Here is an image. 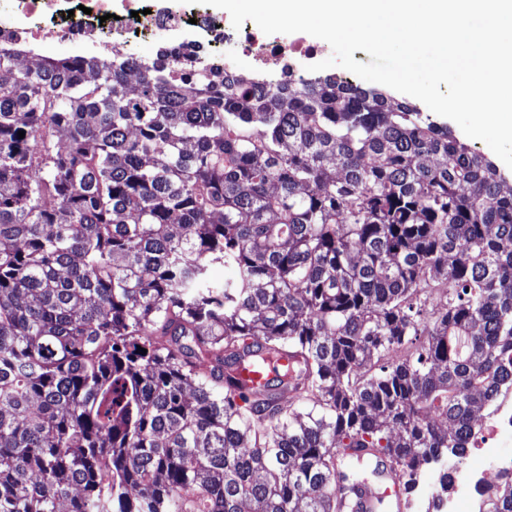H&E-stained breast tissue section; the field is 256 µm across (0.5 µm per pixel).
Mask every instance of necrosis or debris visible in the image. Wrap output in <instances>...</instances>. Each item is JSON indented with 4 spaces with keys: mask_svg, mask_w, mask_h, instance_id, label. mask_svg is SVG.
<instances>
[{
    "mask_svg": "<svg viewBox=\"0 0 512 512\" xmlns=\"http://www.w3.org/2000/svg\"><path fill=\"white\" fill-rule=\"evenodd\" d=\"M121 2L122 28L142 32H167L187 26L185 11L162 12L153 0H17L15 23L0 26V47L32 52L34 47L53 40L87 41L96 44L100 54L124 52L125 41L104 35L100 18L110 13L114 2ZM197 26L207 34L198 44L160 42L154 55L170 66H178L223 43H233L241 53L264 61L284 58L298 60L320 54L321 48L297 39L283 45L267 39L257 28L233 27L230 20H217L208 13L196 16ZM512 440V389L501 391L473 430L469 453L449 458L453 488L448 493V512H459L461 505L475 502L478 487L512 479V455L502 452L504 439Z\"/></svg>",
    "mask_w": 512,
    "mask_h": 512,
    "instance_id": "necrosis-or-debris-1",
    "label": "necrosis or debris"
}]
</instances>
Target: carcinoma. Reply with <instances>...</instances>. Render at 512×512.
Returning a JSON list of instances; mask_svg holds the SVG:
<instances>
[{"label": "carcinoma", "mask_w": 512, "mask_h": 512, "mask_svg": "<svg viewBox=\"0 0 512 512\" xmlns=\"http://www.w3.org/2000/svg\"><path fill=\"white\" fill-rule=\"evenodd\" d=\"M16 59L0 47V512H355L345 449L406 497L465 454L512 389L491 160L331 73ZM253 351L302 360L276 368L304 369L291 399L224 378ZM478 512H512V481Z\"/></svg>", "instance_id": "obj_1"}]
</instances>
